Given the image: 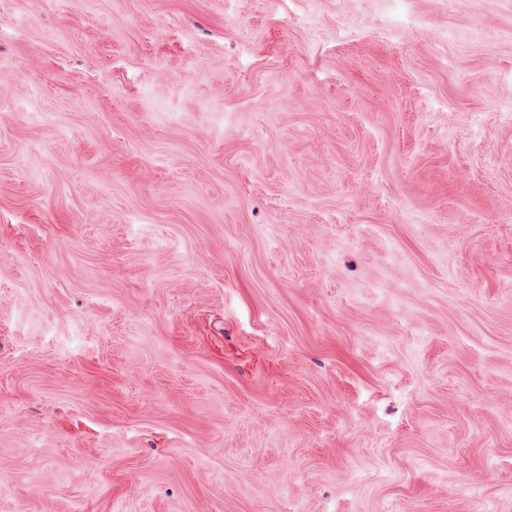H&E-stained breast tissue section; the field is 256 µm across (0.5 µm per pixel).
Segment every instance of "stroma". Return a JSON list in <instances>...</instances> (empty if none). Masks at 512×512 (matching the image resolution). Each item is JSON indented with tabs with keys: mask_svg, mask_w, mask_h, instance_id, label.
<instances>
[{
	"mask_svg": "<svg viewBox=\"0 0 512 512\" xmlns=\"http://www.w3.org/2000/svg\"><path fill=\"white\" fill-rule=\"evenodd\" d=\"M0 512H512V0H0Z\"/></svg>",
	"mask_w": 512,
	"mask_h": 512,
	"instance_id": "obj_1",
	"label": "stroma"
}]
</instances>
